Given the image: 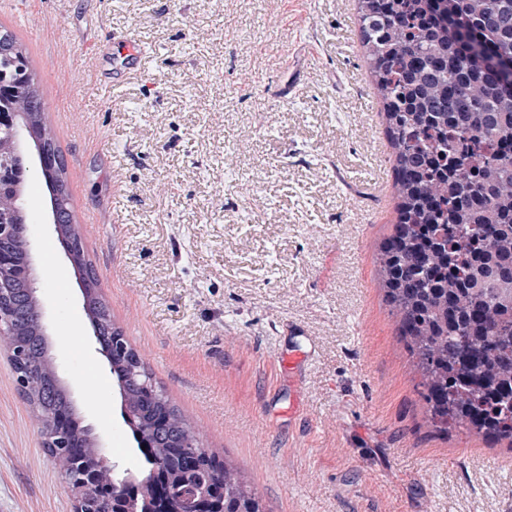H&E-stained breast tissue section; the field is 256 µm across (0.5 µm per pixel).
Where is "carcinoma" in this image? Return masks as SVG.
<instances>
[{
  "label": "carcinoma",
  "mask_w": 512,
  "mask_h": 512,
  "mask_svg": "<svg viewBox=\"0 0 512 512\" xmlns=\"http://www.w3.org/2000/svg\"><path fill=\"white\" fill-rule=\"evenodd\" d=\"M363 58L383 107L391 148L396 218L377 254L384 300L420 381L427 423L462 430L491 445L512 446V90L486 56L512 63V0H357ZM0 50V99L11 112L37 110L47 123L34 74L13 34ZM26 170L0 155V173ZM11 320L28 351L27 403L40 430L50 415L71 413L65 391L49 378L43 340L32 335L37 311L11 290ZM102 343L121 334L107 305ZM140 358L128 343L112 351V374L145 467L137 480L99 469L90 512H166L179 480L210 488L201 512H266L237 468L203 447L169 398L142 386L130 370ZM50 449L70 488L99 460L89 432L68 420Z\"/></svg>",
  "instance_id": "cac0c4a2"
}]
</instances>
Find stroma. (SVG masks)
Segmentation results:
<instances>
[{
	"label": "stroma",
	"mask_w": 512,
	"mask_h": 512,
	"mask_svg": "<svg viewBox=\"0 0 512 512\" xmlns=\"http://www.w3.org/2000/svg\"><path fill=\"white\" fill-rule=\"evenodd\" d=\"M0 28L36 75L113 321L267 512H512V449L430 431L378 284L396 199L354 0H0ZM116 35L145 55L111 84L93 47ZM24 157L55 364L109 463L139 475ZM74 508L0 354V512Z\"/></svg>",
	"instance_id": "1"
}]
</instances>
